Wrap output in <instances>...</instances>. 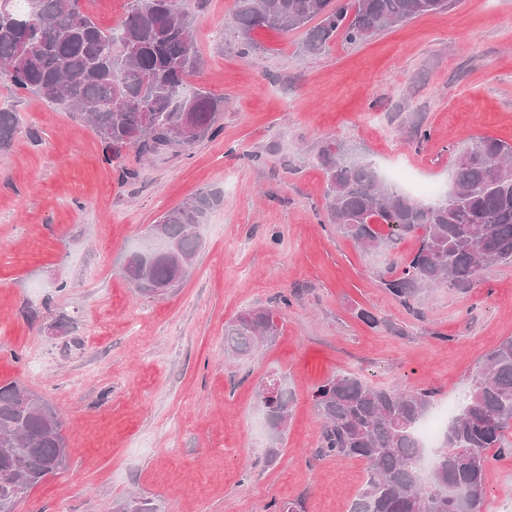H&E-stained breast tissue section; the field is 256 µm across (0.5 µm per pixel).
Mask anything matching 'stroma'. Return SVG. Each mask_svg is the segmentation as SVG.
Segmentation results:
<instances>
[{"label":"stroma","instance_id":"1","mask_svg":"<svg viewBox=\"0 0 512 512\" xmlns=\"http://www.w3.org/2000/svg\"><path fill=\"white\" fill-rule=\"evenodd\" d=\"M234 8L206 0L193 26L191 82L224 98L217 134L148 162L126 151L133 180L103 162L90 127L12 98L0 81V108L20 116L0 151V381L56 407L72 448L18 512H112L132 493L164 512H275L289 501L350 512L367 466L317 456V386L351 373L435 389L439 404L461 397L481 357L512 337V265L404 308L378 275L415 239L367 253L328 224L316 159L334 140L382 176L444 183L471 137L512 144V0H458L313 56L298 30H256L243 53ZM416 126L428 140L414 141ZM202 189L224 201L192 272L172 293H135L124 258ZM252 307L276 311L279 334L248 360L229 358L224 327ZM275 374L293 403L270 462L255 390ZM483 512H512V457L492 462Z\"/></svg>","mask_w":512,"mask_h":512}]
</instances>
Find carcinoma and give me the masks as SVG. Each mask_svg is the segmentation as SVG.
<instances>
[{
  "label": "carcinoma",
  "instance_id": "1",
  "mask_svg": "<svg viewBox=\"0 0 512 512\" xmlns=\"http://www.w3.org/2000/svg\"><path fill=\"white\" fill-rule=\"evenodd\" d=\"M232 23L244 49L259 28L302 29L303 50L317 55L341 39L367 40L387 26L440 14L455 0H236ZM205 0H126L121 24L101 28L84 0H0V77L17 95H33L89 125L110 164L126 147L150 159L187 151L213 137L224 98L194 88L199 70L191 30ZM18 113L0 109V148L18 132ZM326 220L365 252L416 237L414 252L392 261L379 283L410 308L436 288L467 290L489 264H512V145L471 139L454 159L451 188L423 202L384 179L372 163L327 141L318 151ZM221 193L206 190L165 212L148 234L162 247L131 252L120 274L144 296L180 287L203 249L202 229ZM279 333L277 313L245 310L224 327V351L248 359ZM321 418L316 454L366 462L368 478L352 512H482L490 464L512 454V338L487 353L459 411L431 451L427 476L417 423L433 408L429 389L378 388L353 374L314 393ZM267 431V458L284 443L292 396L282 382L256 389ZM64 422L21 381L0 382V512L67 467Z\"/></svg>",
  "mask_w": 512,
  "mask_h": 512
}]
</instances>
